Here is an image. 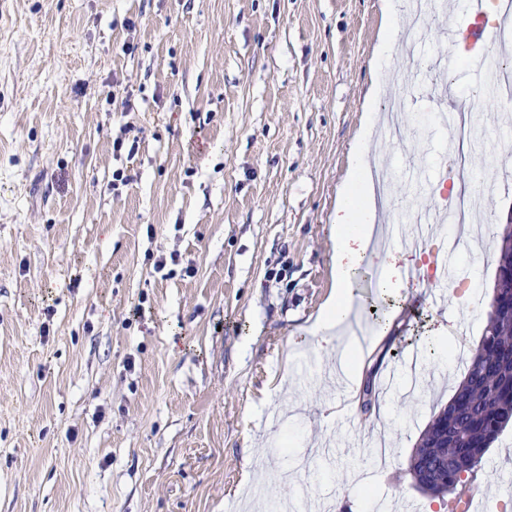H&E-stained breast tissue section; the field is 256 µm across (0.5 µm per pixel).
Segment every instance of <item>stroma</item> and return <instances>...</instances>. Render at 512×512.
I'll list each match as a JSON object with an SVG mask.
<instances>
[{"label":"stroma","instance_id":"35a3bbf8","mask_svg":"<svg viewBox=\"0 0 512 512\" xmlns=\"http://www.w3.org/2000/svg\"><path fill=\"white\" fill-rule=\"evenodd\" d=\"M465 2L436 0L454 13L418 67L392 50L369 109L382 0H0V512L429 502L408 462L482 335L512 214V105L443 33ZM451 81L496 156L433 120ZM397 93L409 125L368 144L392 168L379 223L440 206L415 181L453 144L483 222L456 255L468 298L438 313L408 289L371 341L401 381L366 417L337 392L350 358L293 340L333 288L351 150ZM351 288L369 322L397 304L372 269ZM485 459L483 512H512V427Z\"/></svg>","mask_w":512,"mask_h":512}]
</instances>
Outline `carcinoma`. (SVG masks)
I'll return each mask as SVG.
<instances>
[{
  "label": "carcinoma",
  "mask_w": 512,
  "mask_h": 512,
  "mask_svg": "<svg viewBox=\"0 0 512 512\" xmlns=\"http://www.w3.org/2000/svg\"><path fill=\"white\" fill-rule=\"evenodd\" d=\"M470 364L454 395L435 416L447 415L442 447L427 448V425L409 461V471L425 493L452 496L455 507L466 506L459 493L461 474L469 481L484 470L485 455L499 435L512 426V295H504L495 319L487 320Z\"/></svg>",
  "instance_id": "obj_1"
}]
</instances>
